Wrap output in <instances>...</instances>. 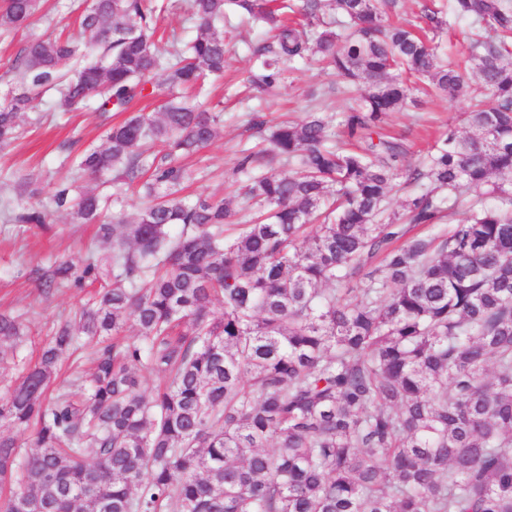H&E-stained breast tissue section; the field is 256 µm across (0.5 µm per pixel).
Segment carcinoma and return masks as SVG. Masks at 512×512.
<instances>
[{
	"instance_id": "obj_1",
	"label": "carcinoma",
	"mask_w": 512,
	"mask_h": 512,
	"mask_svg": "<svg viewBox=\"0 0 512 512\" xmlns=\"http://www.w3.org/2000/svg\"><path fill=\"white\" fill-rule=\"evenodd\" d=\"M230 6L271 33L253 50L254 89L317 56L360 90L341 144L312 111L278 126L270 149L241 150L259 210L245 224L229 200L181 196L195 180L185 159L223 123L183 93L223 76ZM174 7L195 36L161 50L156 19ZM396 7L87 0V40L27 39L0 100L1 150L48 92L57 112L126 117L64 160L74 172L51 194L98 225L104 254L37 270L46 295L101 288L34 363L19 355L25 320L0 314V362L21 367L0 399V512H512V0H426L417 26L388 22ZM39 11L0 0V35ZM462 20L464 66L450 67L430 35ZM158 72L169 99L135 108ZM411 78L480 99L426 163L404 168L405 142L372 134L410 100ZM277 157L293 172L256 171ZM144 175L131 224L89 186L111 177L118 203ZM402 184L415 194L385 214ZM481 188L488 197L453 219L457 198ZM0 213L46 222L6 194ZM78 351L89 374L48 396ZM146 372L159 378L148 394Z\"/></svg>"
}]
</instances>
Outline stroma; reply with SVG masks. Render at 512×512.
Instances as JSON below:
<instances>
[{
    "instance_id": "1",
    "label": "stroma",
    "mask_w": 512,
    "mask_h": 512,
    "mask_svg": "<svg viewBox=\"0 0 512 512\" xmlns=\"http://www.w3.org/2000/svg\"><path fill=\"white\" fill-rule=\"evenodd\" d=\"M53 26L77 31L70 0H42V9L30 28L0 39V95L16 85L13 63L29 34ZM224 39V77L214 82L207 97L209 104L223 108L224 126L218 138L193 157L196 181L192 190L232 200L238 220L245 222L251 217V209L235 196L239 184L247 179L246 174L236 170L241 150L261 143L282 120H302L317 104L326 112L331 132L340 133L349 98L338 93L336 77L303 61L292 63L284 84L266 94L257 92L250 88L247 78L256 68L252 49L264 42V28L228 26ZM468 108L467 98L440 96L421 107L409 105L391 113L385 128L404 140L409 149L406 160L414 164L427 154L438 133L456 125ZM21 126L22 136L0 150V182H12L19 169L33 172L37 177L36 192L22 195L21 200L46 207L49 213L41 228H21L0 218V313L25 314L30 336L21 354L32 360L53 326L94 293L93 286L88 285L63 288L44 296L36 271L61 258L81 261L89 253L95 225L77 224L69 214L50 210L49 196L53 182L66 174L61 160L101 144L109 123L90 109L53 112L43 101L22 116Z\"/></svg>"
}]
</instances>
